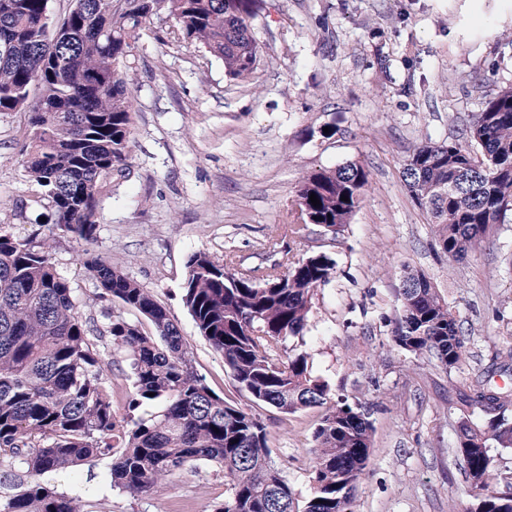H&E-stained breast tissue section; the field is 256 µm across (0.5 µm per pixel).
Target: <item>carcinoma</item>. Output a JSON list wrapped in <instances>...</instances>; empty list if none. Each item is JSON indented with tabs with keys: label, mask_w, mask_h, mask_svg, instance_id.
Listing matches in <instances>:
<instances>
[{
	"label": "carcinoma",
	"mask_w": 512,
	"mask_h": 512,
	"mask_svg": "<svg viewBox=\"0 0 512 512\" xmlns=\"http://www.w3.org/2000/svg\"><path fill=\"white\" fill-rule=\"evenodd\" d=\"M70 2L60 18L70 36L58 41L50 0H0V112L29 114L27 175L52 223L89 242L101 180L128 162L132 102L120 63L144 26L167 13L188 44L220 59L225 75L240 82L252 78L261 47L241 17L249 0ZM402 177L445 256L460 260L479 249L490 226L512 212V85L482 98L455 138L417 146ZM367 185L357 163L310 173L297 190L298 210L336 233ZM83 265L98 297L118 305L104 331L77 311L50 241L0 233V471L10 476L0 483V512H85L80 497L55 493L43 477L98 457L111 459L112 486L136 497L205 463L224 473V500L214 512H350L369 464L372 422L330 396L308 353L291 356L288 347L303 337L314 291L335 275L331 256L245 267L198 251L187 259L182 286L199 334L223 356L239 390L286 415L325 407L313 435L314 494L302 507L271 456L263 422L209 388L166 307L117 262L87 251ZM399 301L397 346L457 367L465 336L423 272L406 271ZM142 319L154 334L143 332ZM104 339L129 360L133 390L123 418L105 381ZM461 402L508 410L512 391L480 383ZM157 403L160 410H149ZM494 445L511 448L512 429L488 415L461 418L457 451L470 486L481 490L472 512H512V485H489Z\"/></svg>",
	"instance_id": "1"
}]
</instances>
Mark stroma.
I'll return each instance as SVG.
<instances>
[{
	"mask_svg": "<svg viewBox=\"0 0 512 512\" xmlns=\"http://www.w3.org/2000/svg\"><path fill=\"white\" fill-rule=\"evenodd\" d=\"M252 25L262 55L247 82L226 78L223 63L188 45L167 15L141 31L122 63L133 103L130 157L102 181L93 241L43 223L48 205L24 170L27 116L0 112V233L52 238L80 315L101 330L116 306L97 299L82 253L119 262L169 311L207 385L261 418L301 502L314 493L322 408L285 415L238 391L223 357L198 335L182 283L197 251L247 267L330 254L336 275L314 293L293 349L308 353L332 396L371 414V462L352 512H468L474 498L456 452L460 397L481 380L512 388V212L481 249L450 260L401 172L422 139L456 136L480 92L512 84V0H261ZM349 162L369 183L343 231L313 224L303 238L286 232L299 221L303 177ZM408 268L424 272L464 330L458 369L393 340ZM100 351L113 408L125 415L129 362L109 345ZM109 466L92 459L44 481L81 496L88 512H212L224 499L214 466L138 499L112 488Z\"/></svg>",
	"mask_w": 512,
	"mask_h": 512,
	"instance_id": "stroma-1",
	"label": "stroma"
}]
</instances>
